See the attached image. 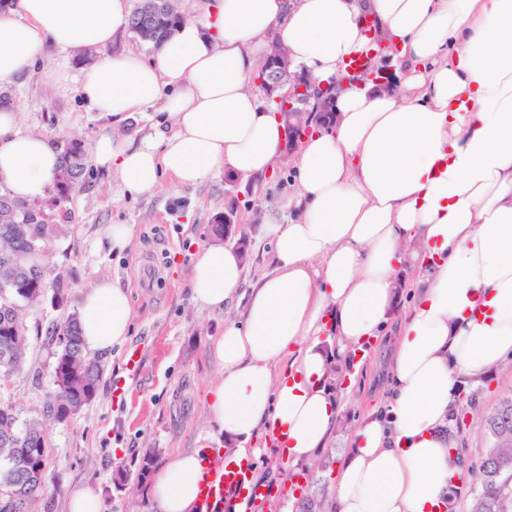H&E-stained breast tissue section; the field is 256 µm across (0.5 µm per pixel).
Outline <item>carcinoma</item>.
<instances>
[{
  "label": "carcinoma",
  "instance_id": "carcinoma-1",
  "mask_svg": "<svg viewBox=\"0 0 512 512\" xmlns=\"http://www.w3.org/2000/svg\"><path fill=\"white\" fill-rule=\"evenodd\" d=\"M159 9L143 11L139 4L131 13L129 30L144 24L158 26L149 46L158 45L184 21L173 0H160ZM86 149L80 142L64 144L62 160L52 189L55 206H62L86 173ZM19 200L0 190V379L22 370L26 343L19 302H34L54 286V301L66 299L62 278L48 284L44 260L47 255V216L29 206L14 209ZM58 345L55 382L58 398L46 407L47 415L63 423L74 417L96 395L103 368L98 357L83 348L79 318L69 315L53 329ZM487 431L493 445L477 474L480 492L471 501L469 512H512V396L502 399L486 415ZM154 452L145 451L136 471L124 472L125 479L147 480ZM47 449L39 423L17 427L9 403L0 399V512H29L30 504L46 497ZM299 512H333L328 497L302 498Z\"/></svg>",
  "mask_w": 512,
  "mask_h": 512
}]
</instances>
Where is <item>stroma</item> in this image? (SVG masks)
<instances>
[{
    "label": "stroma",
    "mask_w": 512,
    "mask_h": 512,
    "mask_svg": "<svg viewBox=\"0 0 512 512\" xmlns=\"http://www.w3.org/2000/svg\"><path fill=\"white\" fill-rule=\"evenodd\" d=\"M86 65L82 53L50 52L28 74L0 86V101L18 105L19 128L54 143L72 139L93 142L112 129L111 118L92 111L75 86L60 88L45 77L48 68L77 72ZM220 169L198 186H182L162 177L153 194L129 192L124 183L95 167H88L79 187L62 207L48 212V278L63 277L68 299L54 305L43 298L23 306L27 346L24 367L6 385L18 427L42 422L48 442V496L52 509L63 512L72 486L98 485L107 512H154L146 486L128 482L117 486L120 470H135L145 448L156 450L157 461L174 451L192 450L206 443L203 396L215 381L217 369L209 345L224 330L231 311H210L193 304L188 279L193 259L203 244L215 241L214 218L228 202H236L239 233L248 242L247 280L259 277L267 242L258 236L266 210L285 207L293 192L291 161H283L279 175L251 185L241 177L238 187ZM112 224H130L135 238L122 254L113 253L107 238ZM117 280L127 289L133 320L131 335L104 358L96 397L71 420H46L44 409L57 391L54 368L57 346L50 337L56 323L78 310V296L100 277ZM386 351L376 364L360 373L357 396L343 401L330 443L318 451L301 479L316 495L329 493L342 447L360 416L386 391ZM512 357L479 383L460 388V404L451 424L454 447L459 448L466 479L454 491L453 512H467L479 486L475 474L492 441L483 421L486 410L511 394ZM127 390L124 408L112 406L116 383Z\"/></svg>",
    "instance_id": "1"
}]
</instances>
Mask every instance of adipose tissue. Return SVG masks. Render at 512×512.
<instances>
[{
  "label": "adipose tissue",
  "mask_w": 512,
  "mask_h": 512,
  "mask_svg": "<svg viewBox=\"0 0 512 512\" xmlns=\"http://www.w3.org/2000/svg\"><path fill=\"white\" fill-rule=\"evenodd\" d=\"M129 19L128 0H12L0 15V84L48 50H96L76 78L92 110L117 125L157 109L154 139L116 129L91 148L135 194L164 175L197 186L219 167L268 172L285 125L250 88L268 34L295 67L336 86L334 122L294 159V219L271 210L260 226L270 271L245 284L240 254L219 242L192 264L198 307L242 310L209 346L219 374L204 411L211 441L231 444L225 465L258 460L262 433L308 464L339 412L328 372L368 357L391 326L390 389L339 454L334 512H444L462 476L448 432L460 385L512 354V0H217L147 59L110 51ZM375 40L395 68L389 91L343 79ZM17 114L0 104V187L36 200L59 149L21 132ZM407 268L416 291L394 323ZM78 307L88 353L127 342L133 310L117 281L98 279ZM212 458L209 446L169 454L148 489L155 512H196Z\"/></svg>",
  "instance_id": "1"
}]
</instances>
